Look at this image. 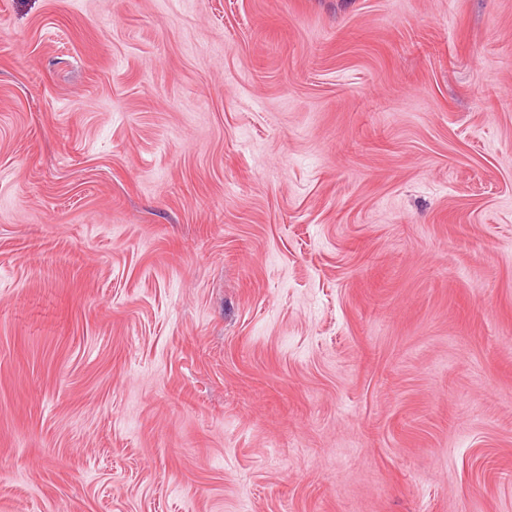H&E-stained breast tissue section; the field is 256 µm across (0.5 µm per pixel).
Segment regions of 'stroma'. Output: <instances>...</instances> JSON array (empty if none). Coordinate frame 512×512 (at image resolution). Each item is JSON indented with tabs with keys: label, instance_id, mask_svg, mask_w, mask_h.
Returning <instances> with one entry per match:
<instances>
[{
	"label": "stroma",
	"instance_id": "stroma-1",
	"mask_svg": "<svg viewBox=\"0 0 512 512\" xmlns=\"http://www.w3.org/2000/svg\"><path fill=\"white\" fill-rule=\"evenodd\" d=\"M0 512H512V0H0Z\"/></svg>",
	"mask_w": 512,
	"mask_h": 512
}]
</instances>
